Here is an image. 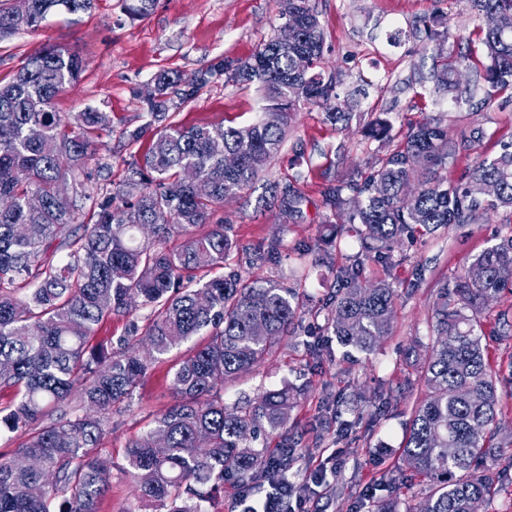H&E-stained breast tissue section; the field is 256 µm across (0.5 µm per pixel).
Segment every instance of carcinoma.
Segmentation results:
<instances>
[{
	"mask_svg": "<svg viewBox=\"0 0 512 512\" xmlns=\"http://www.w3.org/2000/svg\"><path fill=\"white\" fill-rule=\"evenodd\" d=\"M0 6V40L36 30L59 8L70 14L93 0H27ZM156 0H127L132 19L149 14ZM480 25L487 95L512 89V0H467ZM283 23L246 62L224 60L225 81L256 83L266 105L247 127L167 121L213 75L189 78L163 71L145 99L149 123L166 122L117 192L87 186L92 169L106 170L93 142L112 125L106 112H82L69 122L53 107L72 85L81 60L62 49L32 55L7 82L0 81V438L22 441L14 456L34 467L0 460V512H97L112 487V458L100 452L112 409L132 398L152 362L195 336L189 353L175 360L170 387L176 402L125 451L123 473L154 512H205L224 480L252 491L264 479L285 476L298 459L288 434L296 404L291 388L269 391L254 405L228 409L224 383L261 363L304 310L293 288L245 280L236 273L208 277L234 248L224 220L213 221L224 200L251 188L280 150L299 109L322 106L339 78L324 76V35L309 0H278ZM297 26L288 28V20ZM469 58L446 57L435 92L456 86ZM470 147L440 123L426 119L404 144L364 175L329 184L326 208L350 205L349 223L365 256L389 258L390 244L414 230L466 224L497 207H512V143L500 156L475 163L464 179L443 173L449 158ZM38 196L42 205L28 201ZM279 220L300 213L303 196L292 184L273 187ZM146 229L139 242L134 232ZM180 244L170 247L171 238ZM66 255L58 258L59 250ZM21 280L26 299L13 295ZM321 328L345 348L372 352L388 334L395 290L389 282L363 283L358 265L340 271ZM512 291V236L477 255L435 310L436 338L423 359L426 394L415 408L401 462L429 482L410 504L398 497L373 502L369 512H472L498 493L488 468L497 448L502 396L482 336L485 305ZM150 309L142 353L120 340L93 342L112 315L132 317ZM80 405H72L73 395ZM268 426L280 431L274 450L250 439Z\"/></svg>",
	"mask_w": 512,
	"mask_h": 512,
	"instance_id": "obj_1",
	"label": "carcinoma"
}]
</instances>
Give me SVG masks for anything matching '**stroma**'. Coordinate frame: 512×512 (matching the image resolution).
Returning <instances> with one entry per match:
<instances>
[{"label": "stroma", "mask_w": 512, "mask_h": 512, "mask_svg": "<svg viewBox=\"0 0 512 512\" xmlns=\"http://www.w3.org/2000/svg\"><path fill=\"white\" fill-rule=\"evenodd\" d=\"M324 33L325 73L342 78L340 100H351L349 120L333 124L324 108L299 112L279 153L259 174L254 187L225 201L220 210L235 248L225 271L297 289L304 307L321 308L340 285V270L355 263L359 244L348 223V209L330 213L323 204L327 185L369 171L404 139L416 122L429 117L453 137L472 138L469 150L449 161V179L464 177L480 158L498 156L512 142V90L488 94L479 70L463 71L449 93L433 92V76L446 55L476 48L479 23L462 0H311ZM281 24L276 0H157L145 18L130 19L122 0H96L91 11H58L39 30L21 31L0 41V80L10 78L36 51L66 48L82 61L79 80L55 101L68 116L94 109L109 113L112 126L101 132L96 153L112 165L113 185L124 184L132 163L142 162L155 138L146 131L128 145L125 133L145 124L143 91L162 71L191 75L224 59L248 60ZM264 101L256 85H236L213 77L188 105L174 111L184 126L255 123ZM392 125L388 141L370 138L376 118ZM295 182L303 195L292 224L280 223L275 208H257L266 188ZM512 236V208L501 207L468 224H452L431 235L395 243L388 261L364 259L360 279L388 280L396 290L388 336L373 353L343 360L335 337L307 338L292 326L255 369L226 383L227 404L245 406L262 392L292 387L297 405L299 461L289 480L297 497L314 496L316 512H368L363 495L417 493L400 453L406 430L425 387L412 355H426L433 344L438 291L455 283L472 259ZM277 242L276 257L253 263L257 251ZM489 360L499 378L503 428L499 443L512 442V294L504 293L483 311ZM169 361L152 364L131 403L112 412L102 439L104 452L123 463L128 444L146 433L151 419L174 402ZM362 395L363 417L354 420L347 403ZM351 421L341 430V421ZM336 452V474L316 492L310 477L328 450ZM99 512H153L134 483L113 473L112 487Z\"/></svg>", "instance_id": "obj_1"}]
</instances>
